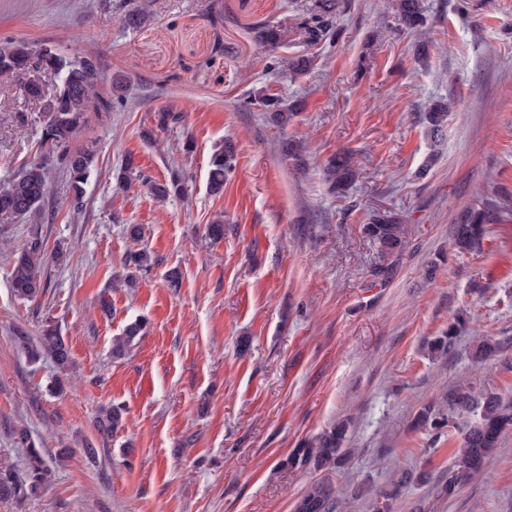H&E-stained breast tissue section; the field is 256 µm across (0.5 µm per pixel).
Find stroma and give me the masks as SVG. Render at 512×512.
Segmentation results:
<instances>
[{
    "label": "stroma",
    "instance_id": "1",
    "mask_svg": "<svg viewBox=\"0 0 512 512\" xmlns=\"http://www.w3.org/2000/svg\"><path fill=\"white\" fill-rule=\"evenodd\" d=\"M315 2L148 0L132 30L124 0H0V41L89 54L127 82L118 108L111 84L99 88L70 145L95 152L82 206L56 166L39 224L0 218V460L25 475L14 433L24 426L47 469L41 495L1 500L0 512H293L321 474L286 458L341 421L352 454L330 475L335 512H374L393 472L413 467L429 480L402 488L392 512H512V431L448 498L439 485L463 436L415 426L459 385L512 401V0H423V36L402 26L395 0H340L332 46L307 44L299 28ZM259 24L282 29L280 55L313 58L311 69H270ZM41 84L39 100L0 84V183L41 151L60 80ZM261 88L299 103L285 129L243 108ZM436 101L449 110L434 143L418 110ZM166 108L179 122L144 140ZM227 138L235 170L215 195L209 161ZM287 138L306 141V166L283 156ZM339 150L358 177L336 194L322 167ZM129 160L158 182L179 173L185 197L118 189ZM487 203L507 219L479 251H455L453 224ZM374 214L407 225L402 253L363 233ZM128 224L143 225L140 243ZM34 234L47 289L26 300L10 287L11 251ZM137 245L152 267L136 287H113ZM460 309L472 323L431 359L424 342ZM136 321L141 337L113 358V337ZM49 326L73 362L55 394L52 361H30L15 338ZM479 336L509 348L474 364ZM110 404L126 407L128 426L106 440L94 418Z\"/></svg>",
    "mask_w": 512,
    "mask_h": 512
}]
</instances>
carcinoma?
I'll use <instances>...</instances> for the list:
<instances>
[{
    "label": "carcinoma",
    "mask_w": 512,
    "mask_h": 512,
    "mask_svg": "<svg viewBox=\"0 0 512 512\" xmlns=\"http://www.w3.org/2000/svg\"><path fill=\"white\" fill-rule=\"evenodd\" d=\"M397 11L405 27L423 31L426 17L422 0H397ZM147 4L132 3L123 15V22L130 28H138L145 21ZM306 41L318 45L324 40L337 39L336 0H319L318 10L301 23ZM284 40L282 31L267 26L259 31L258 41L270 54L275 56L271 66H291L298 72L307 70L313 63L311 58H302L289 64L288 58L276 55ZM54 73L61 78L59 91L48 103L49 118L43 131V142L49 155L60 151L61 160L74 191L75 202L82 199V184L93 162L90 150L68 151L69 144L79 134L85 114L98 85L104 80L95 58L91 56L69 59L51 46L32 48L23 41L7 40L0 42V76L8 80L24 83L27 94L32 98L42 96L39 75ZM247 109L255 108L270 114L271 121L282 127L288 124L294 109L284 104L282 99L266 90L249 96L244 101ZM447 108L441 105L427 107L424 119L427 134L436 140L442 135ZM235 145L224 142L214 151L209 162L208 185L211 193L219 195L224 191V181L233 170ZM325 181L329 190L339 193L351 185L357 176L347 157L337 153L330 157L324 167ZM118 184L125 186L133 181L146 185L151 193L164 198L180 195L185 186L183 179L175 176L165 183H158L145 175L139 168L127 161L116 175ZM50 164L45 159L34 160L25 165L3 187L0 188V215L21 216L38 221L41 207L48 196ZM498 221L495 208L485 206L479 210L462 213L457 224L453 225L452 238L460 252H472L480 248L488 233L487 226ZM363 231L380 245L386 254H397L406 244L405 225L394 219L374 217L363 225ZM44 263V250L41 241L33 238L16 251L11 272V287L22 298H33L43 292L47 285L41 278ZM152 259L144 249L127 254L124 261L126 273L114 278L113 287H132L143 271L150 269ZM470 323L467 312L460 310L448 331L427 341L429 354L443 356L454 346L461 328ZM142 325L138 322L125 327L122 334L112 339V354L120 357L125 354L140 335ZM16 339L32 360L41 355L49 356L58 370L55 387L62 389L63 375L71 365V353L64 339L54 328L43 330L38 342L31 341L23 330L16 333ZM508 347L504 341L482 336L476 344L474 357L478 360L495 356ZM476 414L477 420L468 422L463 428L464 444L453 465L448 468V478L441 492L454 497L490 461L494 450L499 447L503 434L512 429V402L504 401L494 392L477 395L471 389L459 386L448 392L447 408L427 405L416 418L419 428H456L457 419L465 414ZM97 429L108 437L125 426L124 409L109 405L100 408L96 417ZM346 425L341 423L319 436L311 448H296L284 462L288 468L315 469L332 472L346 463L348 449L344 448ZM18 438L26 448V477L19 478L13 467L0 461V500L31 497L41 492L44 486L45 462L42 449L35 447L25 430L18 431ZM428 474L414 470H404L397 475L395 488L399 489L412 482L423 483ZM336 489L330 478L325 477L310 485L294 506V512H333Z\"/></svg>",
    "instance_id": "obj_1"
}]
</instances>
